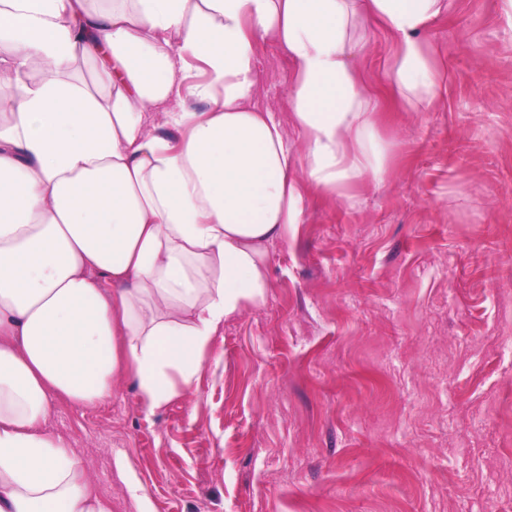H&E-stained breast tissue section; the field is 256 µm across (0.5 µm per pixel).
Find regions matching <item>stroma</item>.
<instances>
[{"label": "stroma", "mask_w": 512, "mask_h": 512, "mask_svg": "<svg viewBox=\"0 0 512 512\" xmlns=\"http://www.w3.org/2000/svg\"><path fill=\"white\" fill-rule=\"evenodd\" d=\"M425 37L442 97L386 115L392 171L355 207L313 197L196 392L152 416L126 379L52 402L112 512H512V28L456 0ZM391 51L371 29L373 87ZM293 73L260 44L253 105L295 142Z\"/></svg>", "instance_id": "1"}]
</instances>
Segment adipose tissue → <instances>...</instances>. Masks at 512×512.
I'll list each match as a JSON object with an SVG mask.
<instances>
[{"label": "adipose tissue", "instance_id": "ef3b65f1", "mask_svg": "<svg viewBox=\"0 0 512 512\" xmlns=\"http://www.w3.org/2000/svg\"><path fill=\"white\" fill-rule=\"evenodd\" d=\"M454 0H0V512H110L50 400L152 415L196 388L226 322L261 306L268 249L309 196L355 205L388 175L387 110L439 96L424 37ZM390 87L363 79L367 28ZM294 63L302 144L251 104L257 44ZM100 64L105 93L70 71ZM39 63L31 83L20 72ZM205 81L190 89L191 63Z\"/></svg>", "mask_w": 512, "mask_h": 512}]
</instances>
